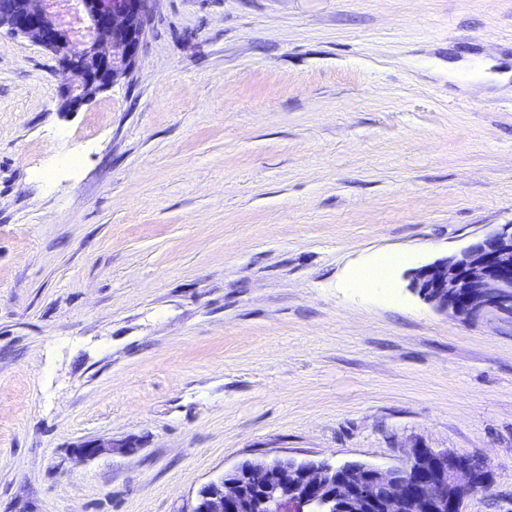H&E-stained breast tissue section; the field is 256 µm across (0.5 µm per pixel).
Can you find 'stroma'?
<instances>
[{
    "mask_svg": "<svg viewBox=\"0 0 512 512\" xmlns=\"http://www.w3.org/2000/svg\"><path fill=\"white\" fill-rule=\"evenodd\" d=\"M63 81L0 28V512L414 448L512 512V323L410 289L512 224V0H154L125 78L75 112Z\"/></svg>",
    "mask_w": 512,
    "mask_h": 512,
    "instance_id": "stroma-1",
    "label": "stroma"
}]
</instances>
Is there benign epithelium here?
<instances>
[{"instance_id": "obj_1", "label": "benign epithelium", "mask_w": 512, "mask_h": 512, "mask_svg": "<svg viewBox=\"0 0 512 512\" xmlns=\"http://www.w3.org/2000/svg\"><path fill=\"white\" fill-rule=\"evenodd\" d=\"M149 11V0H0V27L52 51L76 78L61 86V110L74 112L129 73ZM411 287L440 312L512 322V224L416 269ZM130 447L97 439L79 453ZM492 482L487 462L446 449L414 448L406 465L388 468L274 456L242 461L204 485L191 512H462Z\"/></svg>"}]
</instances>
